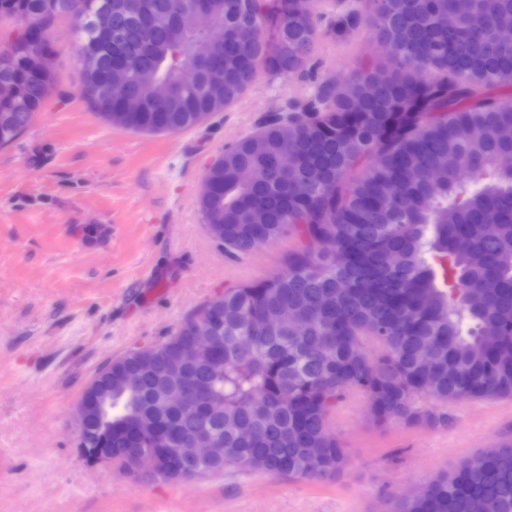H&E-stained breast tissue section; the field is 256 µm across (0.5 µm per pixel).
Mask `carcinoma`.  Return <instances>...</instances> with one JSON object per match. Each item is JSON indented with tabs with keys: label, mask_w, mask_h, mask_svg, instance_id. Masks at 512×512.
<instances>
[{
	"label": "carcinoma",
	"mask_w": 512,
	"mask_h": 512,
	"mask_svg": "<svg viewBox=\"0 0 512 512\" xmlns=\"http://www.w3.org/2000/svg\"><path fill=\"white\" fill-rule=\"evenodd\" d=\"M0 0V19L26 29L0 48V147L14 143L49 98L46 37L73 22L80 48L98 46L82 96L112 125L181 132L236 103L265 71L303 72L314 53V0H123L120 36L94 18L109 0ZM341 32L364 25L386 61L265 116L224 148L199 199L224 252L246 255L297 228L300 244L270 277L207 301L153 347L112 359V389L91 430L128 471L144 457L169 481L227 466L246 474L337 479L348 452L332 429L336 405L365 398L367 422L434 428L450 401L512 398V0H368ZM224 28V47L181 83L200 41ZM125 80L112 100L109 76ZM156 82L174 95L152 101ZM295 157L289 173L279 167ZM295 310L299 326L278 320ZM210 348L188 362L198 320ZM184 406L167 405L173 393ZM199 439L224 457L193 460ZM512 512V437L392 502L391 512Z\"/></svg>",
	"instance_id": "obj_1"
}]
</instances>
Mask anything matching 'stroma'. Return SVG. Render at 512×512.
<instances>
[{
  "label": "stroma",
  "instance_id": "stroma-1",
  "mask_svg": "<svg viewBox=\"0 0 512 512\" xmlns=\"http://www.w3.org/2000/svg\"><path fill=\"white\" fill-rule=\"evenodd\" d=\"M366 0H316L319 76L346 78L386 53L338 18ZM56 89L26 133L0 149V512H389L393 498L512 435V399L449 403L448 425L375 428L348 399L334 429L349 451L328 484L223 472L134 479L79 454L73 410L95 371L164 339L188 312L264 279L297 245L284 234L240 257L209 237L198 191L224 146L284 100L312 90L296 73L259 75L199 127L137 133L112 126L81 95L69 21L50 33Z\"/></svg>",
  "mask_w": 512,
  "mask_h": 512
}]
</instances>
